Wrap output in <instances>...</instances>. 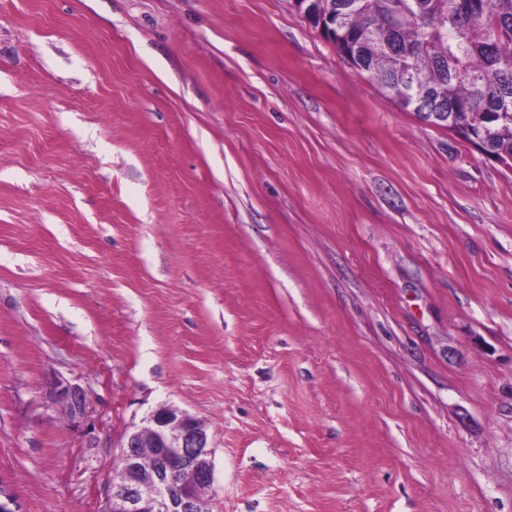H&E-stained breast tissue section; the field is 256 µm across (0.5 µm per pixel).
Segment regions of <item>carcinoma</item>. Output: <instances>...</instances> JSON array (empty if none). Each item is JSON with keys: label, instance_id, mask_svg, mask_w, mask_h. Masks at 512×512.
Segmentation results:
<instances>
[{"label": "carcinoma", "instance_id": "cac0c4a2", "mask_svg": "<svg viewBox=\"0 0 512 512\" xmlns=\"http://www.w3.org/2000/svg\"><path fill=\"white\" fill-rule=\"evenodd\" d=\"M343 13L323 32L354 61L370 52L369 78L405 109L433 88L456 112L452 130L481 150L512 159V0H323Z\"/></svg>", "mask_w": 512, "mask_h": 512}]
</instances>
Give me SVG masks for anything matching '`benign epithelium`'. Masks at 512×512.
<instances>
[{
    "label": "benign epithelium",
    "mask_w": 512,
    "mask_h": 512,
    "mask_svg": "<svg viewBox=\"0 0 512 512\" xmlns=\"http://www.w3.org/2000/svg\"><path fill=\"white\" fill-rule=\"evenodd\" d=\"M124 476L112 482L107 512H198L215 482L212 441L189 412L169 404L156 408L146 425L126 433L119 445ZM190 472L189 484H176L170 462Z\"/></svg>",
    "instance_id": "1"
}]
</instances>
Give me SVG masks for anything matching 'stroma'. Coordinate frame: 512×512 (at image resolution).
I'll use <instances>...</instances> for the list:
<instances>
[{
	"mask_svg": "<svg viewBox=\"0 0 512 512\" xmlns=\"http://www.w3.org/2000/svg\"><path fill=\"white\" fill-rule=\"evenodd\" d=\"M162 404L212 512H512V168L293 0H0V482L106 512Z\"/></svg>",
	"mask_w": 512,
	"mask_h": 512,
	"instance_id": "stroma-1",
	"label": "stroma"
}]
</instances>
